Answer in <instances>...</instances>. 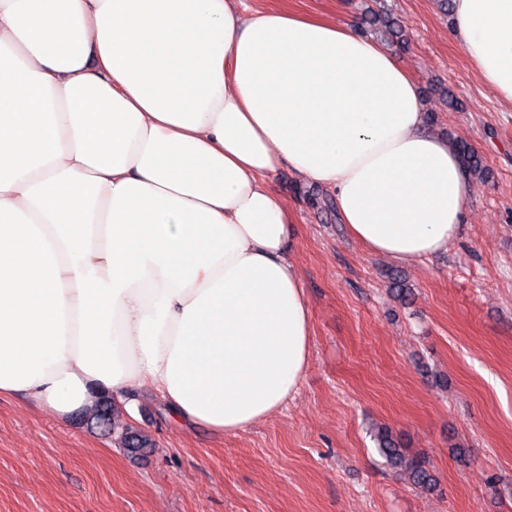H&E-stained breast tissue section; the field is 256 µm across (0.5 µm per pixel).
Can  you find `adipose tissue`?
I'll use <instances>...</instances> for the list:
<instances>
[{"instance_id": "1", "label": "adipose tissue", "mask_w": 512, "mask_h": 512, "mask_svg": "<svg viewBox=\"0 0 512 512\" xmlns=\"http://www.w3.org/2000/svg\"><path fill=\"white\" fill-rule=\"evenodd\" d=\"M452 41L512 107V0ZM355 21L243 0H0V394L58 419L150 385L235 435L296 394L312 312L282 167L400 263L459 234L472 182Z\"/></svg>"}]
</instances>
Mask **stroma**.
I'll use <instances>...</instances> for the list:
<instances>
[{
    "label": "stroma",
    "mask_w": 512,
    "mask_h": 512,
    "mask_svg": "<svg viewBox=\"0 0 512 512\" xmlns=\"http://www.w3.org/2000/svg\"><path fill=\"white\" fill-rule=\"evenodd\" d=\"M364 0H287L343 22ZM404 34L391 54L423 91L435 136L470 143L490 169L446 251L397 263L354 240L323 186L284 168L271 187L296 224L289 258L312 310V357L288 404L234 436L186 427L149 386L117 435L0 395V512H512V109L479 79L434 0H386ZM459 99L449 109L445 92ZM414 290L395 301L388 273ZM385 425L426 458L421 492L376 451ZM121 444L130 457L138 459L151 447L149 438L136 431L125 428L121 432Z\"/></svg>",
    "instance_id": "obj_1"
}]
</instances>
